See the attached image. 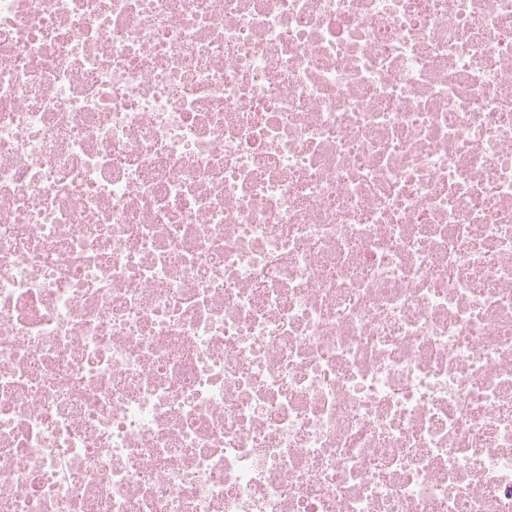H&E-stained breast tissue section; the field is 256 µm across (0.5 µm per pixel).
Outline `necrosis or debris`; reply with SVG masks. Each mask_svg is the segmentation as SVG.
<instances>
[{
  "label": "necrosis or debris",
  "mask_w": 512,
  "mask_h": 512,
  "mask_svg": "<svg viewBox=\"0 0 512 512\" xmlns=\"http://www.w3.org/2000/svg\"><path fill=\"white\" fill-rule=\"evenodd\" d=\"M0 512H512V0H0Z\"/></svg>",
  "instance_id": "obj_1"
}]
</instances>
